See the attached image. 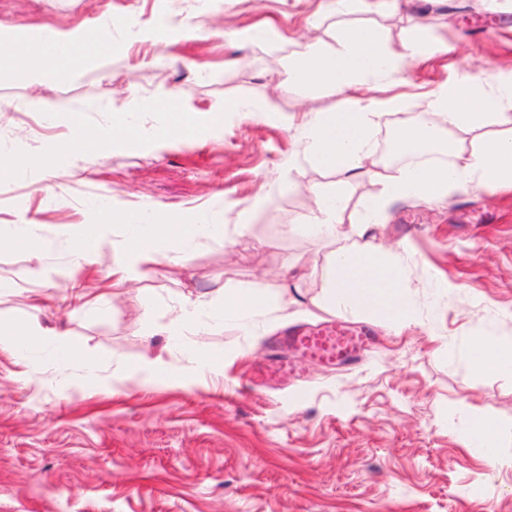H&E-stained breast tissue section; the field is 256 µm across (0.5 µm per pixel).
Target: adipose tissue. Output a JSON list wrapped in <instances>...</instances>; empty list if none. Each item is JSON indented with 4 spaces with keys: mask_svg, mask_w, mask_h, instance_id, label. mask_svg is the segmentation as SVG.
<instances>
[{
    "mask_svg": "<svg viewBox=\"0 0 512 512\" xmlns=\"http://www.w3.org/2000/svg\"><path fill=\"white\" fill-rule=\"evenodd\" d=\"M417 54V39L409 37L400 46H391L376 29H346L335 46L309 45L288 67V80L305 87L344 93L339 112H309L302 126V155L309 165L336 172L343 180L365 174L366 161L374 155L373 131L380 119L400 110L399 95L376 96L364 92L370 83L389 84L393 75L408 69ZM414 105L436 117L445 133L444 150L449 165H418L378 173L381 189L366 206V215L356 225L354 241L331 250L322 265V286L313 303L320 308L338 306L373 309L396 329L413 322L411 307L403 290L401 272L390 250L372 237L371 230L389 201L409 199H451L460 188L474 191L512 189V76L492 78L467 69L438 91L417 94ZM472 133L463 144L456 132ZM313 204L295 216L289 229H307L333 238L342 231L344 199L335 191L306 184ZM133 230L125 240L123 260L112 268L117 282L142 278L163 256L184 243L209 236L208 224L195 222L172 235L157 214L143 212L132 217ZM286 307L276 285L257 282L247 288L223 287L220 309L225 320L252 332L256 320L272 323ZM58 345L64 362H71V347L61 331L34 328L25 322L0 325V343ZM473 371L512 372V342L481 337L471 358Z\"/></svg>",
    "mask_w": 512,
    "mask_h": 512,
    "instance_id": "adipose-tissue-1",
    "label": "adipose tissue"
}]
</instances>
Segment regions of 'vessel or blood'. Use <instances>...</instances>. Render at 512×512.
I'll use <instances>...</instances> for the list:
<instances>
[{"instance_id": "1", "label": "vessel or blood", "mask_w": 512, "mask_h": 512, "mask_svg": "<svg viewBox=\"0 0 512 512\" xmlns=\"http://www.w3.org/2000/svg\"><path fill=\"white\" fill-rule=\"evenodd\" d=\"M285 342L310 362L331 368L358 362L372 344L373 336L367 328L336 321L291 331Z\"/></svg>"}]
</instances>
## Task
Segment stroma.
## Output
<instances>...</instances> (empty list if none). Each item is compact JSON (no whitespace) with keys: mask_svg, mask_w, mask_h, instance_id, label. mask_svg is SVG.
<instances>
[{"mask_svg":"<svg viewBox=\"0 0 512 512\" xmlns=\"http://www.w3.org/2000/svg\"><path fill=\"white\" fill-rule=\"evenodd\" d=\"M326 0H0L1 41L103 29L105 60L57 68L36 86L0 70V149L65 163L28 180L0 179V226L49 240L35 257L0 250V321H28L67 333L81 361L63 367L49 345L0 346V512H512V469L466 447L470 418L495 423L512 453V374L470 368L473 340L512 338V191L459 189L451 202L397 199L378 230L395 246L415 323L396 334L370 309H321V265L344 245L380 185L369 174L341 184L300 163V183L340 187L343 236L329 241L282 226L310 202L278 185L294 161L297 130L226 112L229 100H258L279 86L285 113L330 112L340 95L287 82L307 43L334 44L346 28L374 27L391 44L424 28L442 52L418 56L389 93L439 89L473 67L495 76L512 66V0H400L397 10L325 12ZM177 20L165 35L155 17ZM254 31L240 44V31ZM244 56L242 65L231 59ZM64 104L28 111L31 97ZM173 103L198 126L196 140L159 137ZM133 116L146 135L134 145H77V128L111 131ZM278 191L254 210L257 183ZM248 212L249 237L227 257L204 238L161 259L140 281L116 288L110 272L131 232L100 204L127 215L153 210L224 221L225 199ZM69 224H105L110 244L80 275L107 296L87 309L70 278ZM301 281L302 306L248 335L213 315L203 332L176 343L154 339L158 372L147 378L144 333L168 323L186 296L246 288L280 273ZM370 325L377 349L348 369L297 359L300 379L269 389L251 379L288 326L330 318Z\"/></svg>","mask_w":512,"mask_h":512,"instance_id":"obj_1","label":"stroma"}]
</instances>
